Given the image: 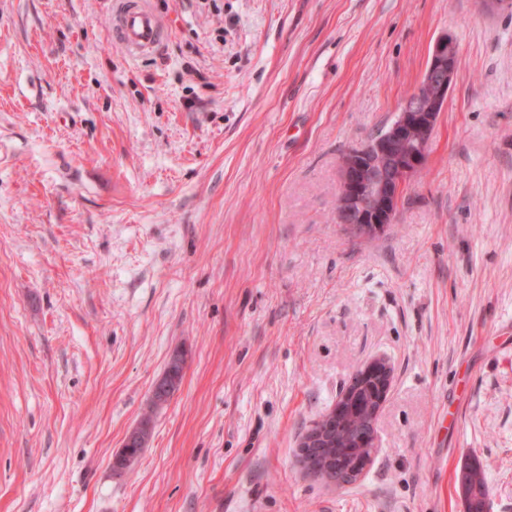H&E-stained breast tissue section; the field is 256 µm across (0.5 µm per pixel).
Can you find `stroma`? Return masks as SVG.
Listing matches in <instances>:
<instances>
[{
    "label": "stroma",
    "instance_id": "stroma-1",
    "mask_svg": "<svg viewBox=\"0 0 512 512\" xmlns=\"http://www.w3.org/2000/svg\"><path fill=\"white\" fill-rule=\"evenodd\" d=\"M111 2L0 0V512H465L472 455L512 512V10L149 0L165 41L131 58ZM445 32L426 164L353 238L341 156ZM379 356L371 466L303 474L301 435Z\"/></svg>",
    "mask_w": 512,
    "mask_h": 512
}]
</instances>
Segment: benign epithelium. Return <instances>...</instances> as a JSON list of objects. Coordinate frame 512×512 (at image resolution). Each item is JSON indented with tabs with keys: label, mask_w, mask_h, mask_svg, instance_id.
Returning <instances> with one entry per match:
<instances>
[{
	"label": "benign epithelium",
	"mask_w": 512,
	"mask_h": 512,
	"mask_svg": "<svg viewBox=\"0 0 512 512\" xmlns=\"http://www.w3.org/2000/svg\"><path fill=\"white\" fill-rule=\"evenodd\" d=\"M458 54L459 43L452 34L438 37L416 94L405 100L395 120L381 136L350 148L341 159L336 223L352 236L371 239L395 220L404 187L425 166L430 134L448 101ZM366 378L372 379L377 388L375 405L369 408L371 427H376L378 413L393 380L391 365L381 358L371 360L354 375L336 404L325 413V418L331 420L340 414ZM332 441L330 429L312 423L301 440L303 451L297 463L309 476L343 488L359 480L371 460L339 473L326 454Z\"/></svg>",
	"instance_id": "obj_1"
}]
</instances>
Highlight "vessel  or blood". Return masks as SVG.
I'll use <instances>...</instances> for the list:
<instances>
[{
    "mask_svg": "<svg viewBox=\"0 0 512 512\" xmlns=\"http://www.w3.org/2000/svg\"><path fill=\"white\" fill-rule=\"evenodd\" d=\"M113 16L119 44L128 55H146L162 44L164 26L147 0H114Z\"/></svg>",
    "mask_w": 512,
    "mask_h": 512,
    "instance_id": "vessel-or-blood-1",
    "label": "vessel or blood"
}]
</instances>
